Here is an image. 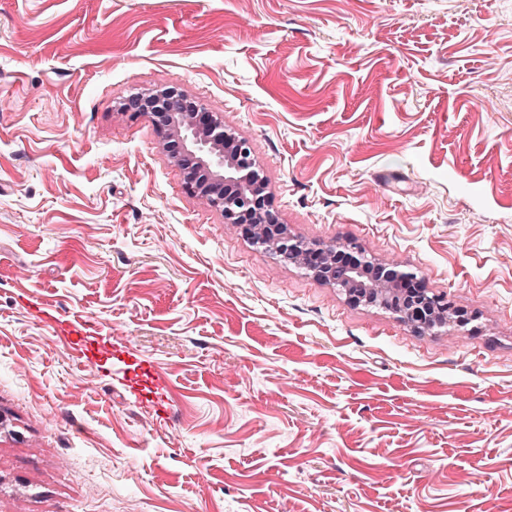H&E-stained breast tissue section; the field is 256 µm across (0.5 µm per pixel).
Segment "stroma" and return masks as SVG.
Wrapping results in <instances>:
<instances>
[{
	"label": "stroma",
	"instance_id": "stroma-1",
	"mask_svg": "<svg viewBox=\"0 0 512 512\" xmlns=\"http://www.w3.org/2000/svg\"><path fill=\"white\" fill-rule=\"evenodd\" d=\"M170 86L291 233L468 323L414 331L243 238L121 108ZM131 497L512 512V0H0V512Z\"/></svg>",
	"mask_w": 512,
	"mask_h": 512
}]
</instances>
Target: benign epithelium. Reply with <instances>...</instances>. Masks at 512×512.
<instances>
[{"label":"benign epithelium","instance_id":"1","mask_svg":"<svg viewBox=\"0 0 512 512\" xmlns=\"http://www.w3.org/2000/svg\"><path fill=\"white\" fill-rule=\"evenodd\" d=\"M122 109L152 120L171 159L183 169L190 193L220 210L224 222L236 225L252 244L274 250L353 302L381 307L383 298H390L387 310L418 331L465 323L462 312L444 310V297L423 288L411 294L403 290L404 285L421 281L417 272L378 262L353 242L332 249L291 234L265 196V180L247 143L239 142L233 156L224 153L230 133L213 113L183 91L166 87L137 92L126 99Z\"/></svg>","mask_w":512,"mask_h":512}]
</instances>
